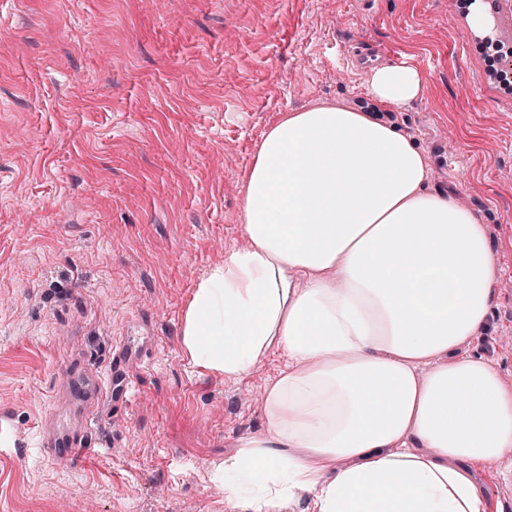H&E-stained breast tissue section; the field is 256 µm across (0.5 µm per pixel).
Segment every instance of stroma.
<instances>
[{"instance_id": "obj_1", "label": "stroma", "mask_w": 512, "mask_h": 512, "mask_svg": "<svg viewBox=\"0 0 512 512\" xmlns=\"http://www.w3.org/2000/svg\"><path fill=\"white\" fill-rule=\"evenodd\" d=\"M458 0H0V512H248L212 481L264 428L285 362L198 372L179 325L203 273L245 245L242 184L266 131L318 101L366 100L344 51L410 54L424 80L397 113L432 189L482 219L497 270L465 345L512 383V89ZM126 412L70 462L37 446L72 355L107 371L121 338ZM475 470L488 512H512Z\"/></svg>"}]
</instances>
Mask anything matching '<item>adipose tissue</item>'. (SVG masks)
<instances>
[{
	"mask_svg": "<svg viewBox=\"0 0 512 512\" xmlns=\"http://www.w3.org/2000/svg\"><path fill=\"white\" fill-rule=\"evenodd\" d=\"M411 61L371 69L366 105L317 104L265 133L242 197L246 243L197 282L180 342L196 369L264 389V430L216 468L252 512H486L475 466L512 452V384L463 344L497 271L484 224L430 191L426 152L387 109Z\"/></svg>",
	"mask_w": 512,
	"mask_h": 512,
	"instance_id": "obj_1",
	"label": "adipose tissue"
}]
</instances>
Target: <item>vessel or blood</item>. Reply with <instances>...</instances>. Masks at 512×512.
Returning a JSON list of instances; mask_svg holds the SVG:
<instances>
[{
	"instance_id": "1",
	"label": "vessel or blood",
	"mask_w": 512,
	"mask_h": 512,
	"mask_svg": "<svg viewBox=\"0 0 512 512\" xmlns=\"http://www.w3.org/2000/svg\"><path fill=\"white\" fill-rule=\"evenodd\" d=\"M144 355V349L120 341L112 347L110 369L105 374L84 359H72L57 390L69 407L65 412L52 414L41 430L39 446L43 454L56 461L81 457L87 429L100 416L103 401H111L113 413L125 411L133 389L129 364Z\"/></svg>"
}]
</instances>
